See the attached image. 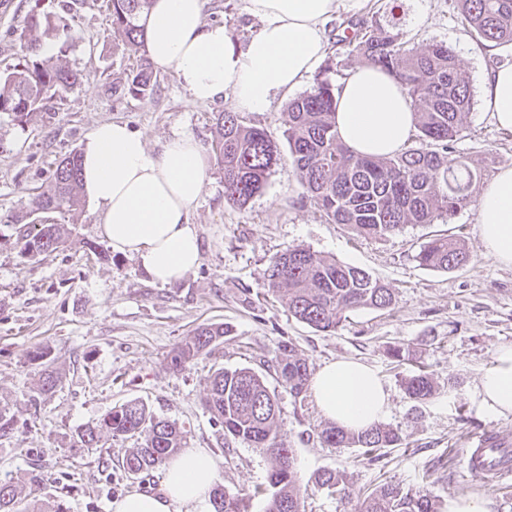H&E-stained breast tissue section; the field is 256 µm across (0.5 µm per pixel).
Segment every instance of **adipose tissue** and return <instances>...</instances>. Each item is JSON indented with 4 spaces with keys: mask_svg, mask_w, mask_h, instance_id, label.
<instances>
[{
    "mask_svg": "<svg viewBox=\"0 0 512 512\" xmlns=\"http://www.w3.org/2000/svg\"><path fill=\"white\" fill-rule=\"evenodd\" d=\"M364 0H245L260 27L236 45L224 26L204 20V0H151L140 23L157 70L173 72L191 101L229 97L240 112L268 111L276 97L299 86L326 54L327 24L358 13ZM486 109L512 131V63L490 70L482 83ZM336 126L345 144L368 156L403 150L415 131L410 99L384 71L351 70L336 92ZM81 184L99 210V232L113 252L135 257L154 282L167 285L192 272L201 241L189 220L208 179L205 150L192 135L168 138L152 153L122 122H104L81 153ZM485 255L512 267V168L501 169L477 201ZM309 391L322 414L351 431L378 423L390 408L376 372L355 360L323 365ZM478 392L492 414H512V345L498 349ZM218 464L204 449L188 450L166 466L162 494L134 491L112 512H213Z\"/></svg>",
    "mask_w": 512,
    "mask_h": 512,
    "instance_id": "1",
    "label": "adipose tissue"
}]
</instances>
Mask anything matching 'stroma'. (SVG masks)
<instances>
[{
	"instance_id": "1",
	"label": "stroma",
	"mask_w": 512,
	"mask_h": 512,
	"mask_svg": "<svg viewBox=\"0 0 512 512\" xmlns=\"http://www.w3.org/2000/svg\"><path fill=\"white\" fill-rule=\"evenodd\" d=\"M34 11L70 13L76 41L66 60L82 80L28 125L0 113V410L27 428L0 438V479L22 485L30 499L62 503L67 512H112L113 500L128 493H160L163 469L132 477L121 467L136 438L111 437L103 447L84 448L77 437L112 408L139 399L184 428L187 447L215 457L219 483L246 494L248 512H265L266 501L254 490L267 482V457L246 443L224 440L204 406L216 369L246 367L278 398V433L308 488L305 512H358L385 483L426 493L442 508L449 498L472 496L483 499L488 512H512V479L476 478L461 465L474 434L486 432L512 445V415L488 413L477 391L497 350L512 345V267L484 256L475 205L451 220L409 224L375 239L328 220L287 167L277 168L246 205L229 204L223 172L212 160L190 215L199 230L201 261L179 282L155 283L135 258L112 253L99 234L101 216L85 199L57 252L23 254V227L13 216L30 211L59 160L82 150L97 124L126 123L156 153L177 132L194 135L208 150L216 113L232 106L225 97L191 103L170 72L158 73L152 93H112V84L123 81L138 58L125 50L104 0L78 6L71 0H10L0 13V74L17 63L25 19ZM204 18L224 24L240 44L259 27L243 0H206ZM374 20L419 46L448 43L476 89L505 60L466 32L455 0H366L359 13L328 25L329 52L315 77L337 84L360 65L344 38ZM466 127L456 151L481 169L483 181L512 167V133L498 128L482 101H475ZM439 234L461 239L471 256L466 266L443 272L418 265L420 246ZM297 247L366 270L392 288V308L355 310L332 332L297 321L285 300L264 286L270 260ZM220 323L228 328L220 344L182 369L172 368V352L186 336ZM282 341L292 342L313 372L336 359L372 367L390 393L383 423L397 431L399 446L375 462L356 447H324L318 434L327 418L312 396L293 398L275 373ZM395 345L410 351V362L390 358ZM420 365L431 374L435 394L416 402L406 396L403 381ZM48 366L57 369L60 383L44 394L40 384ZM323 469L345 472V493L312 486L314 473Z\"/></svg>"
}]
</instances>
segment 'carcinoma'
I'll return each instance as SVG.
<instances>
[{"label": "carcinoma", "instance_id": "cac0c4a2", "mask_svg": "<svg viewBox=\"0 0 512 512\" xmlns=\"http://www.w3.org/2000/svg\"><path fill=\"white\" fill-rule=\"evenodd\" d=\"M150 2L107 0L112 28L122 32L131 50L142 51L124 85L132 96L152 92L157 83L150 59L143 53L144 29L139 24ZM457 2L462 24L478 43L512 44V0ZM62 22L61 17L30 14L23 54L13 71L0 77V112L10 114L22 127L36 113L63 100L82 79L64 60L67 46H60L54 59L42 55L43 39ZM348 44L366 64L392 73L405 87L417 134L412 145L391 157L356 154L342 143L336 129V85L326 78L316 79L310 91L288 103L290 165L303 192L333 222L371 238H384L407 224H432L473 203L471 187L481 173L455 156V144L473 108L474 93L451 48L444 42L419 48L378 21L354 32ZM212 151L224 170V199L238 206L260 193L275 167L282 164L273 138L264 129L245 124L237 112H220L215 117ZM80 189V154L74 152L57 165L48 189L33 198L32 207L58 213L73 224ZM16 223L25 225L20 240L27 255L51 254L63 243V224H34L24 216ZM469 260V252L447 236L429 239L416 255L419 265L432 270H455ZM266 286L288 299V311L296 319L318 331L336 330L357 309H388L394 304L392 290L366 271L305 248L289 249L272 259ZM224 334L222 324L197 328L174 349L171 365L183 367L216 346ZM278 351L276 373L296 399L309 389L308 364L295 354L290 342L281 343ZM404 389L415 401H426L435 392L432 378L423 369L404 380ZM205 405L224 438L240 440L269 457L267 483L274 492L266 512H304L293 451L277 431L281 408L264 379L249 368H220L210 379ZM105 432L144 438L140 447L130 449L122 459L124 471L137 476L178 454L187 438L176 423L156 417L139 400L113 408L83 429L79 434L82 447H98ZM319 438L329 448H363L374 460L400 442L398 434L382 424L356 433L331 423L319 432ZM314 482L319 488L345 489L344 474L336 470L317 473ZM22 500V488L0 480V512H65L61 503L48 511L39 507L22 510ZM212 500L214 512H245L242 494L231 493L221 484L212 488ZM360 512L438 510L427 494L383 484L363 500Z\"/></svg>", "mask_w": 512, "mask_h": 512}]
</instances>
